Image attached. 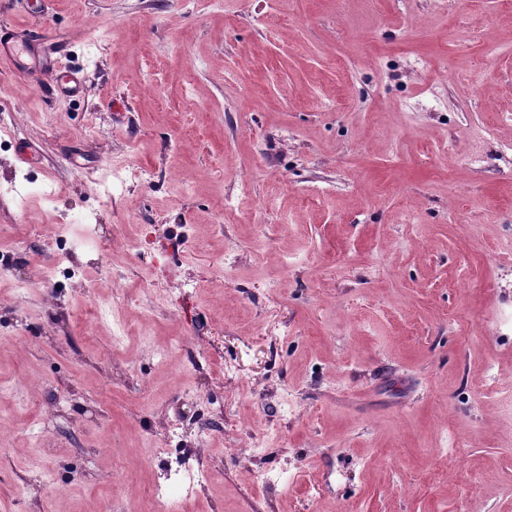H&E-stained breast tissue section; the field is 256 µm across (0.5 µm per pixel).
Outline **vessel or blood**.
Returning <instances> with one entry per match:
<instances>
[{"instance_id": "1", "label": "vessel or blood", "mask_w": 512, "mask_h": 512, "mask_svg": "<svg viewBox=\"0 0 512 512\" xmlns=\"http://www.w3.org/2000/svg\"><path fill=\"white\" fill-rule=\"evenodd\" d=\"M35 52V45L26 36L11 28H0V58H10L22 66L30 84L42 87L52 83L61 92L71 95L84 92L83 78L69 66L58 61L42 65L28 64V57L34 56Z\"/></svg>"}]
</instances>
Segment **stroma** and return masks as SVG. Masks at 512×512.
Here are the masks:
<instances>
[{"instance_id": "35a3bbf8", "label": "stroma", "mask_w": 512, "mask_h": 512, "mask_svg": "<svg viewBox=\"0 0 512 512\" xmlns=\"http://www.w3.org/2000/svg\"><path fill=\"white\" fill-rule=\"evenodd\" d=\"M5 26L85 92L0 61V512H512V0H0ZM116 162L148 177L108 197ZM57 224L103 243L61 290ZM176 415L219 481L157 501Z\"/></svg>"}]
</instances>
